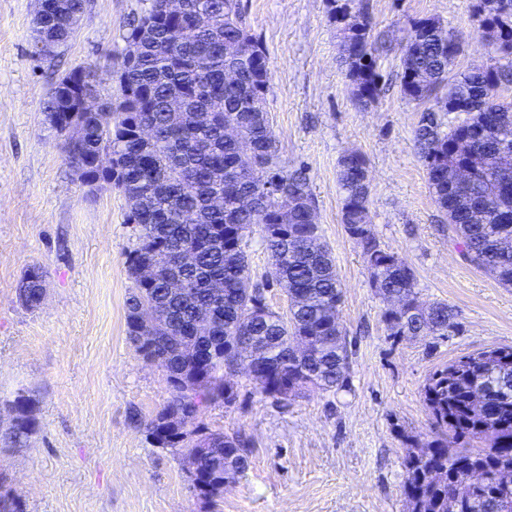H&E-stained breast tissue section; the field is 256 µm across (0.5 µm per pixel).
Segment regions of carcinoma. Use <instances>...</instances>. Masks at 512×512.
I'll return each instance as SVG.
<instances>
[{
    "label": "carcinoma",
    "mask_w": 512,
    "mask_h": 512,
    "mask_svg": "<svg viewBox=\"0 0 512 512\" xmlns=\"http://www.w3.org/2000/svg\"><path fill=\"white\" fill-rule=\"evenodd\" d=\"M86 0H46L43 20L35 26L39 43L66 46L73 38V19ZM149 5L129 24L126 43L144 29L154 33L132 58L122 57L109 75L116 98L99 102L94 111L76 113L84 138L74 146L89 166L100 191H117L128 205L127 223L137 230L135 246L126 252L133 288L127 299V333L145 336L174 371L167 377L170 401L146 423L155 435L166 411L181 410L186 429L163 447L200 457L208 474L198 496L211 501L224 491V480L245 468L249 442L240 434L212 430L199 422L212 404L231 405L237 388L225 367L246 336L260 392L277 401L309 387L324 391L349 386L347 333L338 311L341 282L332 251L313 223L315 203L302 167L288 168L278 154L268 109L270 69L265 52L250 34L240 0H186L182 13H169L166 0ZM208 17L197 28V15ZM343 42L351 50L342 63L352 95L363 108L376 101L381 76L376 71L371 21L332 6ZM478 31L499 55L496 64L448 79L461 53L460 37H441L447 29L437 20L415 22L405 45L402 91L413 100H433L421 116L414 140L426 169L435 204L455 226L464 254L499 284L512 287V102L500 98L512 84V0H476ZM236 73L225 81V73ZM75 70L62 74L45 102L47 117L61 141L68 139L70 119L62 112L73 94ZM466 118L445 122L448 108ZM147 121L165 134L160 145L135 134ZM233 126L239 138L225 135ZM472 168L471 183L454 177L462 164ZM343 195L341 223L360 249L371 284L383 301H404L384 318L393 336L423 333L446 339L458 329L447 303L423 302L415 274L395 252L381 247L371 229L370 183L365 159L356 152L338 161ZM222 205L213 203L214 197ZM264 233L269 266L264 282L252 281L246 239L253 227ZM161 247L187 250L189 266L160 270L144 284L139 273L154 263ZM23 305H40L43 273ZM224 285L213 292V283ZM276 285L289 298L288 311L272 310L265 288ZM149 303L157 317L137 324L135 309ZM300 345L302 349L293 350ZM503 356L481 362L469 354L436 370L423 388L437 438L410 448L403 459L404 493L410 512H512V347ZM482 392L485 403L471 406ZM5 439L18 444L32 432L28 399L17 396ZM482 471L478 484L467 470Z\"/></svg>",
    "instance_id": "1"
}]
</instances>
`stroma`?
Listing matches in <instances>:
<instances>
[{
	"instance_id": "obj_1",
	"label": "stroma",
	"mask_w": 512,
	"mask_h": 512,
	"mask_svg": "<svg viewBox=\"0 0 512 512\" xmlns=\"http://www.w3.org/2000/svg\"><path fill=\"white\" fill-rule=\"evenodd\" d=\"M474 4L350 0L371 18L382 75L377 101L362 108L341 64L331 0H241L269 62L281 160L306 169L335 256L353 365L349 389L312 388L282 402L236 373V402L212 405L202 420L246 435L252 453L209 503L192 492L183 458L145 432L171 393L164 370L143 362L127 334L125 254L136 230L126 201L74 177L44 112L58 73L90 61L117 69L143 0H92L73 39L47 58L36 48V0H0V406L24 395L35 421L14 445L3 438L10 418L0 417V493L16 496L23 512H408L403 458L411 441L435 437L426 380L457 357L512 346V288L466 259L434 203L413 142L427 104L400 87L402 50L422 18L463 33L454 72L496 62L473 30ZM347 152L366 160L381 246L413 268L423 300L453 307L459 329L447 339L391 336L341 222L337 170ZM33 266L46 296L32 310L17 291Z\"/></svg>"
}]
</instances>
